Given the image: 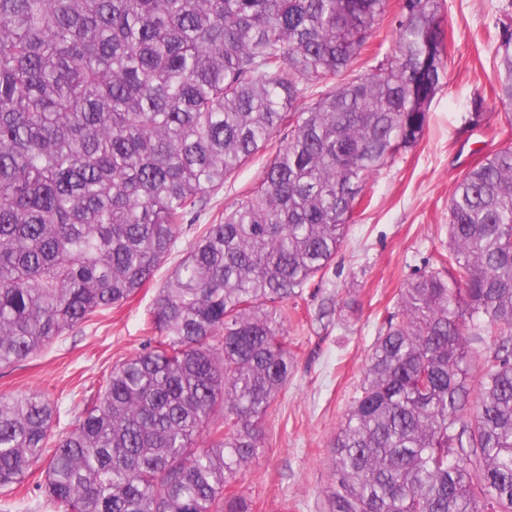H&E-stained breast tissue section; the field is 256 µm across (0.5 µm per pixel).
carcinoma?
<instances>
[{"mask_svg":"<svg viewBox=\"0 0 512 512\" xmlns=\"http://www.w3.org/2000/svg\"><path fill=\"white\" fill-rule=\"evenodd\" d=\"M440 0H0V368L136 295L208 197L259 183L157 289L156 333L69 428L0 397V494L47 512H253L240 489L295 353L284 304L362 186L414 148L447 67ZM512 106V24L496 45ZM329 512H512V144L448 198V251L384 318L330 442ZM397 5L398 0H389L388 16L381 23L380 28L374 33V37L370 39V50L362 52L360 58H358L356 63H354V68L359 70L361 73L391 53L394 42L389 23L391 17L397 10ZM379 44H381V46L380 49H378V55L375 56L374 51L378 48ZM46 462L42 461L37 463L33 468L31 475L28 477L25 487L22 488L20 497L25 494L26 491H30L25 500H17L19 497H11V500L17 501L13 506L16 509L11 510L12 512H41L37 507L39 499H41L40 492L36 489L35 484L37 482L42 483L45 478Z\"/></svg>","mask_w":512,"mask_h":512,"instance_id":"cac0c4a2","label":"carcinoma"}]
</instances>
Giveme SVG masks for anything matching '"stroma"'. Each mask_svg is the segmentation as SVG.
Listing matches in <instances>:
<instances>
[{
	"mask_svg": "<svg viewBox=\"0 0 512 512\" xmlns=\"http://www.w3.org/2000/svg\"><path fill=\"white\" fill-rule=\"evenodd\" d=\"M505 0H443L447 68L418 145L372 173L346 239L323 278L297 301L287 323L295 362L274 410L265 444L242 486L254 512H327L329 442L363 379L387 309L414 275L434 267L448 247V198L471 167L512 143V117L496 97L495 49ZM257 156L186 224L151 283L93 323L60 337L10 368H0V396L52 393L62 419L83 407L112 365L147 344L155 290L210 220L233 210L259 182ZM335 312L320 318L322 303Z\"/></svg>",
	"mask_w": 512,
	"mask_h": 512,
	"instance_id": "35a3bbf8",
	"label": "stroma"
}]
</instances>
